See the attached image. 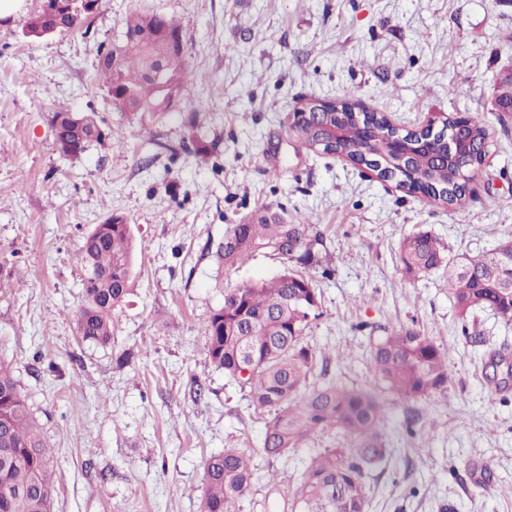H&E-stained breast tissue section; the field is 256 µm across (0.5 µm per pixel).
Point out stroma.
Masks as SVG:
<instances>
[{
	"label": "stroma",
	"instance_id": "1",
	"mask_svg": "<svg viewBox=\"0 0 512 512\" xmlns=\"http://www.w3.org/2000/svg\"><path fill=\"white\" fill-rule=\"evenodd\" d=\"M40 4L0 23V361L53 450L51 512H199L206 462L227 448L275 478L244 512H282L301 461L265 460V413L204 349L225 289L288 265L257 253L218 266L227 226L264 207L321 233L332 272L306 271L322 312L309 341L330 376L383 405L390 455L365 479L367 512H512V323L461 321L442 272L405 277L397 255L420 231L451 254L512 239V121L492 110L512 70V0H102L88 28L33 42L23 28ZM134 11L182 30L187 81L171 112L125 111L95 79ZM347 96L407 130L483 113L488 154L461 202L412 195L289 133L301 103ZM61 109L93 114L103 144L60 155ZM112 213L135 253L100 346L77 332L76 253ZM403 326L447 353L446 389L402 401L378 381L372 348Z\"/></svg>",
	"mask_w": 512,
	"mask_h": 512
}]
</instances>
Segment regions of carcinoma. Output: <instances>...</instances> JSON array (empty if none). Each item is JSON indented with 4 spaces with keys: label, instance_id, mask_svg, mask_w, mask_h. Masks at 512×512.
I'll use <instances>...</instances> for the list:
<instances>
[{
    "label": "carcinoma",
    "instance_id": "carcinoma-1",
    "mask_svg": "<svg viewBox=\"0 0 512 512\" xmlns=\"http://www.w3.org/2000/svg\"><path fill=\"white\" fill-rule=\"evenodd\" d=\"M101 0H41L31 14L25 36L32 41L48 30L77 32L95 14ZM183 38L173 19L160 14L135 13L128 17L119 41L99 50L108 57L122 49L117 67L96 63V76L112 101L133 112L169 111L168 94L185 81ZM166 66L165 78L156 73ZM468 133L489 146V129L481 112L461 115ZM450 116L443 128L412 133L394 127L378 112L342 115L344 138L336 152L352 163H367L365 140L378 144L384 167L377 176L397 175L427 197L452 205L464 196L461 180L483 165L462 159L448 171L416 166L407 174L394 163L387 145L398 137L423 140L424 155H441L448 149V133L456 128ZM51 125L59 154L75 157L92 144H103L93 134L94 118L58 110ZM307 147L318 145L321 134L310 124L289 126ZM320 234L311 224H290L285 210L265 208L241 224H230L216 257L231 271L258 252L287 258L294 266L275 277L224 289V305L213 310L205 326V345L212 364L245 392L249 404L267 413L263 453L278 459L300 451L326 430L351 437L349 444L317 448L304 459L299 483L284 501L283 512H366L365 478L386 461L390 449L382 428L383 408L371 392L314 379L317 349L306 331L319 317V300L310 279L296 269L313 264L331 274L328 259L314 252ZM134 244L129 224L118 215L108 216L93 229L77 253L80 265L93 258L102 276L84 279V305L78 318L83 340L107 345L112 340V314L128 294ZM402 273L417 277L441 270L458 317L465 321L477 311L490 310L512 322V240L479 255L449 256L427 232L404 238L398 246ZM371 364L377 378L400 400H412L445 389L448 361L433 341L414 328L395 330L374 346ZM49 453L37 420L21 394L9 366L0 363V512H50ZM255 465L237 448H226L206 464V489L200 512H243L253 489Z\"/></svg>",
    "mask_w": 512,
    "mask_h": 512
}]
</instances>
